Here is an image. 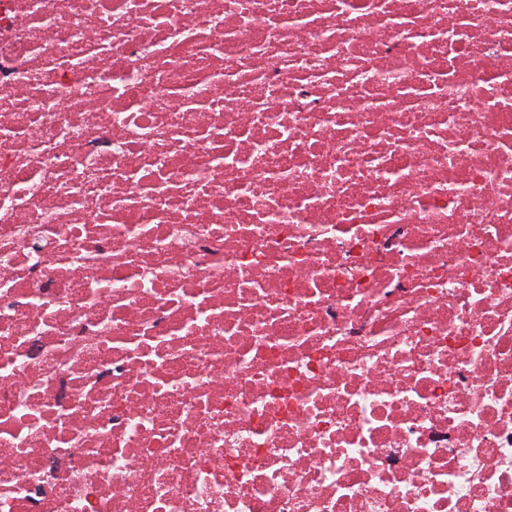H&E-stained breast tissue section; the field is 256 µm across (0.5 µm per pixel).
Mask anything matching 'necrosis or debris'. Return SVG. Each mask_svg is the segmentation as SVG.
<instances>
[{"label":"necrosis or debris","mask_w":512,"mask_h":512,"mask_svg":"<svg viewBox=\"0 0 512 512\" xmlns=\"http://www.w3.org/2000/svg\"><path fill=\"white\" fill-rule=\"evenodd\" d=\"M0 512H512V0H0Z\"/></svg>","instance_id":"necrosis-or-debris-1"}]
</instances>
